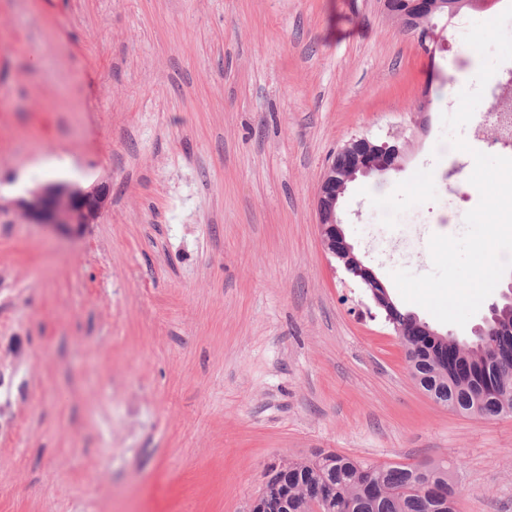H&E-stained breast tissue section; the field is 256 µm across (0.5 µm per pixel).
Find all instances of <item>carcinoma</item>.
<instances>
[{
  "mask_svg": "<svg viewBox=\"0 0 512 512\" xmlns=\"http://www.w3.org/2000/svg\"><path fill=\"white\" fill-rule=\"evenodd\" d=\"M408 326L400 337L416 385L451 411L480 418L512 413V333L452 343L412 312L393 311ZM491 324L512 328V306L499 304ZM266 512H458L459 488L444 463H370L335 452L288 461V480Z\"/></svg>",
  "mask_w": 512,
  "mask_h": 512,
  "instance_id": "carcinoma-1",
  "label": "carcinoma"
}]
</instances>
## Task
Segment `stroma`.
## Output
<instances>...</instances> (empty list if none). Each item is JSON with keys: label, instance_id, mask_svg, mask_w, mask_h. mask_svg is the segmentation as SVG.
Here are the masks:
<instances>
[{"label": "stroma", "instance_id": "1", "mask_svg": "<svg viewBox=\"0 0 512 512\" xmlns=\"http://www.w3.org/2000/svg\"><path fill=\"white\" fill-rule=\"evenodd\" d=\"M495 0L425 55L387 0H0V512H248L267 466L322 450L446 460L459 512H512V415L435 404L362 284L337 270L316 199L350 136L410 141L338 215L400 309L432 235L479 202L443 139ZM110 183L63 235L16 200Z\"/></svg>", "mask_w": 512, "mask_h": 512}]
</instances>
